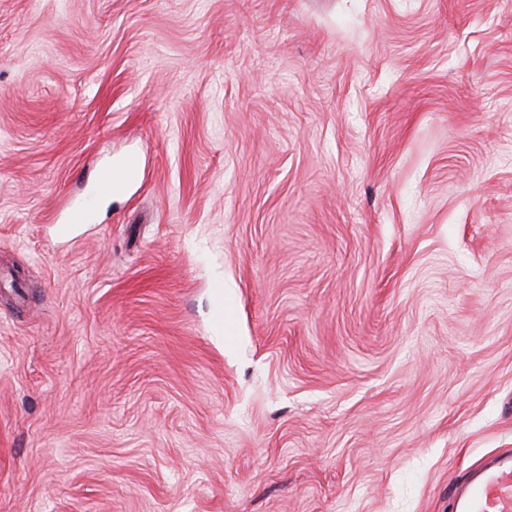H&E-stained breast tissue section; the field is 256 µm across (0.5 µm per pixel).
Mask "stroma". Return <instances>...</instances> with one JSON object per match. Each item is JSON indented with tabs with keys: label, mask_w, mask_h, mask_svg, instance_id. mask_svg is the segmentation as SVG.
I'll return each instance as SVG.
<instances>
[{
	"label": "stroma",
	"mask_w": 512,
	"mask_h": 512,
	"mask_svg": "<svg viewBox=\"0 0 512 512\" xmlns=\"http://www.w3.org/2000/svg\"><path fill=\"white\" fill-rule=\"evenodd\" d=\"M507 451L512 0H0V512H450ZM139 166V157L131 154L120 163L102 168L98 176L99 191L103 194L120 192L137 172Z\"/></svg>",
	"instance_id": "35a3bbf8"
}]
</instances>
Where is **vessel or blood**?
Here are the masks:
<instances>
[{
    "instance_id": "obj_1",
    "label": "vessel or blood",
    "mask_w": 512,
    "mask_h": 512,
    "mask_svg": "<svg viewBox=\"0 0 512 512\" xmlns=\"http://www.w3.org/2000/svg\"><path fill=\"white\" fill-rule=\"evenodd\" d=\"M140 166L137 155L102 168L98 176L101 193L121 191ZM453 512H512V454L488 458L454 489Z\"/></svg>"
}]
</instances>
